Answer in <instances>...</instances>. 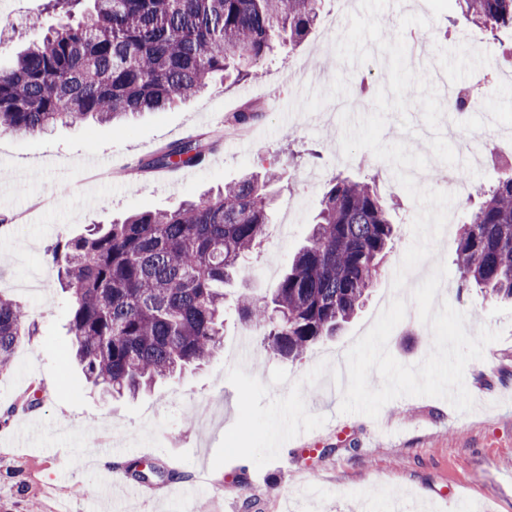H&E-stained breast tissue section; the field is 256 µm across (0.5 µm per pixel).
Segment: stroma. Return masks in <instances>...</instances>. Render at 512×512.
Listing matches in <instances>:
<instances>
[{"label": "stroma", "instance_id": "obj_1", "mask_svg": "<svg viewBox=\"0 0 512 512\" xmlns=\"http://www.w3.org/2000/svg\"><path fill=\"white\" fill-rule=\"evenodd\" d=\"M337 0H322L316 24L296 48L282 49L251 76L216 80L189 100L161 112L129 117L112 126L94 120L58 126L37 139L0 132V216L11 224L0 230V296L21 303L37 332L21 344L10 367L0 373V408L40 388L42 402L32 414L16 416L0 428V512H180L191 499L206 512H360L364 496L376 494L374 512H392L391 502L407 498L415 512H512V305L476 288H459L452 261L456 240L469 222L480 192L512 169L484 160L483 150L458 151L474 160L475 173H462L470 199L455 200L454 222L441 236L434 258L448 263L437 300L467 315L465 328L501 332L481 360L468 364L464 381L475 400L462 414L446 400L402 397L387 403L377 418L339 411L341 389L331 375L303 386L311 413L325 424L288 441L286 463L256 467L235 459L213 467L224 433L238 415V395L226 379L229 368L269 383L274 369L290 381L301 380L320 361H335L373 324L393 297L391 284L411 244L417 206L397 182L393 167H381L374 154L365 161L345 158L339 149V116L329 115L339 101H351L361 86L378 91L388 81V57L362 65L338 60L330 45L348 28L356 4L338 14ZM0 10L20 15L17 30L0 34V66L10 67L12 52L38 37L31 23L44 14V0H0ZM406 13L431 17L429 27L399 30ZM383 35L402 34L405 42L422 38L424 53L412 69L448 85L483 82L491 109L457 115L465 118L473 141L512 136V79L500 78L496 57L512 55V30L492 31L472 24L458 5L432 17L425 0H393L380 17ZM256 101L260 118L247 133L232 131L230 114ZM208 132L224 135L221 145L200 166L174 173L123 176L131 162L159 148ZM105 155L111 174L75 171L86 151ZM280 172L267 234L248 258V274L225 290L224 344L198 368L160 382L137 399H105L87 385L75 364L68 333L69 301L46 261L58 236L81 233L90 224H109L144 210H167L200 193L223 188L247 171ZM375 181L388 203L396 237L380 276L364 305L339 336L324 339L300 358L270 355L263 336L240 319L237 298H270L296 251L306 243L324 192L333 179ZM249 340L251 363L239 349ZM432 347L430 329L403 319L388 340L400 362L415 364ZM332 454H324L327 446ZM149 458L168 472L164 481L142 485L130 495L122 482L131 461Z\"/></svg>", "mask_w": 512, "mask_h": 512}]
</instances>
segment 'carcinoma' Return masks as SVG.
I'll use <instances>...</instances> for the list:
<instances>
[{"instance_id": "cac0c4a2", "label": "carcinoma", "mask_w": 512, "mask_h": 512, "mask_svg": "<svg viewBox=\"0 0 512 512\" xmlns=\"http://www.w3.org/2000/svg\"><path fill=\"white\" fill-rule=\"evenodd\" d=\"M84 20L61 21L0 68V131L37 137L89 118L117 122L185 101L234 69L301 43L319 0H92ZM473 22L512 28V0H462ZM251 103L233 114L246 127ZM214 143L184 139L160 148L132 171L203 162ZM280 175L250 172L217 194L169 210L144 211L49 248L50 265L70 294L69 332L85 380L103 393L134 397L159 380L208 360L224 336V286L246 272L265 238ZM307 245L295 255L270 301L242 297L245 324L271 355L296 359L354 315L381 272L394 239L390 211L365 182L336 178ZM459 288L475 284L512 300V176L499 180L464 225L456 247ZM17 302L0 297V372L34 335ZM40 405L39 390L0 412L5 427ZM127 471L139 481L165 472Z\"/></svg>"}]
</instances>
